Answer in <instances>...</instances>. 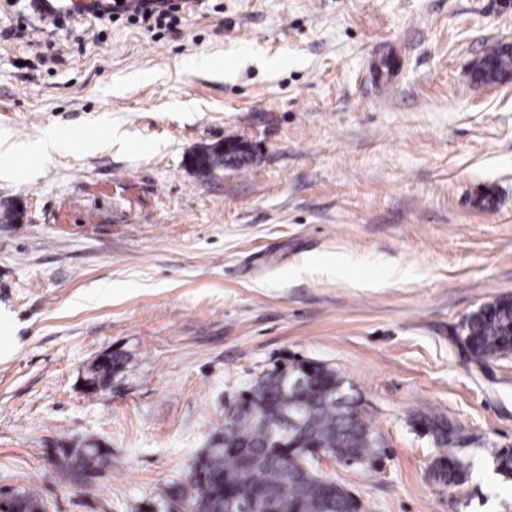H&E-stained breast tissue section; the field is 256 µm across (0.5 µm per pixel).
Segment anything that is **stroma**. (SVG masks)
Instances as JSON below:
<instances>
[{"label": "stroma", "mask_w": 512, "mask_h": 512, "mask_svg": "<svg viewBox=\"0 0 512 512\" xmlns=\"http://www.w3.org/2000/svg\"><path fill=\"white\" fill-rule=\"evenodd\" d=\"M504 39L512 0H205L151 34L0 0V135L65 138L0 151V211L27 212L0 223V486L151 512L296 358L334 368L386 442L381 470L327 467L368 512H512V354L461 339L512 295V80L471 72ZM228 138L250 165L187 167ZM105 352L110 386L83 387ZM422 415L455 427L462 485L432 483ZM86 440L111 463L66 483L56 453Z\"/></svg>", "instance_id": "35a3bbf8"}]
</instances>
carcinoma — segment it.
I'll return each instance as SVG.
<instances>
[{
	"label": "carcinoma",
	"mask_w": 512,
	"mask_h": 512,
	"mask_svg": "<svg viewBox=\"0 0 512 512\" xmlns=\"http://www.w3.org/2000/svg\"><path fill=\"white\" fill-rule=\"evenodd\" d=\"M242 168L245 163L214 150L196 170L203 176L226 166ZM471 354L492 359L512 354V298L502 296L484 304L463 323ZM291 363L257 380L241 394L242 404L226 419L224 434L192 459L184 479L163 487L156 503L165 512H230L224 500V483L238 485L245 492L265 488L285 493L282 512H365L357 499L341 485L327 487L313 477L302 484L285 458L286 449L275 445L277 417L288 411L300 421L297 437L286 440L298 448H326L346 467H373L386 455L385 441L368 422H357L339 402L345 394L344 380L330 367L312 366L308 387L296 390L288 385V374L296 372ZM419 422L438 445L430 463L435 483L463 484L469 464L450 445L456 430L435 417ZM110 456L98 447L83 453L58 450L55 465L61 477L82 483L109 466Z\"/></svg>",
	"instance_id": "cac0c4a2"
}]
</instances>
